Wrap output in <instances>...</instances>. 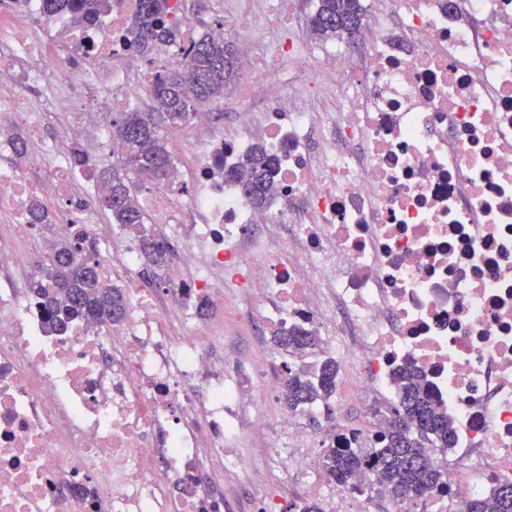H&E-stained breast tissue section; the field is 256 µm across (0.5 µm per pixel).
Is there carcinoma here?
Instances as JSON below:
<instances>
[{
	"mask_svg": "<svg viewBox=\"0 0 512 512\" xmlns=\"http://www.w3.org/2000/svg\"><path fill=\"white\" fill-rule=\"evenodd\" d=\"M111 6L112 0H42L43 12L70 11L85 23L96 21ZM170 10L169 0H142L140 13L121 37L122 45L148 57L159 43L176 39L177 28L168 24ZM363 17L362 0H313L307 28L316 38L338 36L352 41L361 34ZM238 77L234 45L205 35L189 49L184 68L155 73L149 90L152 111L122 112L112 121V153L118 155L120 166L99 172L110 187L99 206L110 214L112 223L146 235L147 217L136 203L134 190L140 185L173 183L177 179L161 134L163 126L187 124L196 106L224 98ZM239 166L248 173L243 184L246 196L253 204L263 206L273 196L274 158L257 148L244 155ZM80 240L78 232L61 238L41 262L39 275L29 282V291L51 329L76 317L93 323L117 322L126 313L124 292L103 277L95 261L85 263L81 270L66 269L67 261L78 256ZM272 337L286 354L319 343L318 337L303 331L287 336L274 332ZM338 372L336 360L330 357L299 369L284 366V402L317 423V416L308 408L322 402L324 414L332 413L330 401L336 394ZM396 384L397 404L384 418L381 432L363 433L365 441L355 448L324 449L322 467L333 484L354 497L384 491L396 506L412 503L424 507L431 493L443 491L439 465L427 448H448L453 429L447 413L416 371L401 370ZM507 490L512 491V484L473 499L467 512H512V496H505Z\"/></svg>",
	"mask_w": 512,
	"mask_h": 512,
	"instance_id": "obj_1",
	"label": "carcinoma"
}]
</instances>
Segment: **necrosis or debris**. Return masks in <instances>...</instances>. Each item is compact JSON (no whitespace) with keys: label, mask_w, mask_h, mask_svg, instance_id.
<instances>
[{"label":"necrosis or debris","mask_w":512,"mask_h":512,"mask_svg":"<svg viewBox=\"0 0 512 512\" xmlns=\"http://www.w3.org/2000/svg\"><path fill=\"white\" fill-rule=\"evenodd\" d=\"M170 2L181 33L156 55L180 68L190 3ZM289 2L285 18L214 2L210 37L240 32L237 120L199 108L182 180L149 192L160 287L137 237L92 221L103 117L149 95L118 43L140 0L92 24L0 0V114L27 132L22 165L0 170V512H224L240 414L261 430L263 406L225 371L223 329L200 324L230 291L268 328L325 337L341 376L386 398L398 369L419 370L453 426L439 464L459 505L512 483V0H370L359 55L316 49L305 0ZM47 101L67 115L53 130ZM258 147L276 160L265 208L228 176ZM37 200L126 284L121 323L47 331L25 286L55 247L28 221Z\"/></svg>","instance_id":"1"}]
</instances>
